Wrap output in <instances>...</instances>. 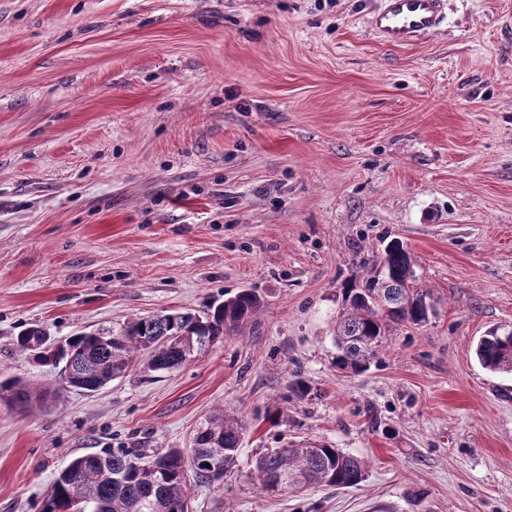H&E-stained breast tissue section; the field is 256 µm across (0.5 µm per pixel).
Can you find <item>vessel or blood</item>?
<instances>
[{
    "mask_svg": "<svg viewBox=\"0 0 512 512\" xmlns=\"http://www.w3.org/2000/svg\"><path fill=\"white\" fill-rule=\"evenodd\" d=\"M445 0H379L371 27L385 44L404 46L437 29Z\"/></svg>",
    "mask_w": 512,
    "mask_h": 512,
    "instance_id": "obj_1",
    "label": "vessel or blood"
}]
</instances>
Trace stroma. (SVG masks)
Returning a JSON list of instances; mask_svg holds the SVG:
<instances>
[{
  "mask_svg": "<svg viewBox=\"0 0 512 512\" xmlns=\"http://www.w3.org/2000/svg\"><path fill=\"white\" fill-rule=\"evenodd\" d=\"M378 0H0V512H41L75 457L247 430L193 512H512V0H447L390 47ZM403 240L438 300L368 367L338 369L342 288ZM251 289L253 330L180 368L57 393L17 334L120 329ZM302 390H295V383ZM324 441L357 487L268 495L267 452ZM479 364L494 373L512 374V329L501 332L493 328L482 336L475 347ZM43 397L41 391H37L27 381L20 377L2 379L0 377V402L10 407H27L33 400Z\"/></svg>",
  "mask_w": 512,
  "mask_h": 512,
  "instance_id": "1",
  "label": "stroma"
}]
</instances>
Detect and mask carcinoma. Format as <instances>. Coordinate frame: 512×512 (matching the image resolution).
<instances>
[{
    "label": "carcinoma",
    "instance_id": "obj_1",
    "mask_svg": "<svg viewBox=\"0 0 512 512\" xmlns=\"http://www.w3.org/2000/svg\"><path fill=\"white\" fill-rule=\"evenodd\" d=\"M374 275L357 288L344 289L336 320V366L363 370L397 325L420 326L432 316V293L419 286L413 257L399 239L390 240L376 257ZM263 307L262 298L242 290L194 312L164 311L139 317L118 332L102 327L81 331L45 355H37L47 332L39 325L15 340L20 354L60 368V383L97 392L124 376L135 359L149 372L176 369L207 351L223 336L240 334ZM479 364L494 373L512 374V329L489 330L475 347ZM43 397L20 377L0 378V402L27 407ZM246 426L218 409L206 418L188 448H172L151 460L139 452L87 454L61 470L41 512H185L190 481L208 484L224 476L240 448ZM366 463L332 445L290 444L263 455L256 463L259 488L277 493L315 484L349 488L365 480Z\"/></svg>",
    "mask_w": 512,
    "mask_h": 512
}]
</instances>
